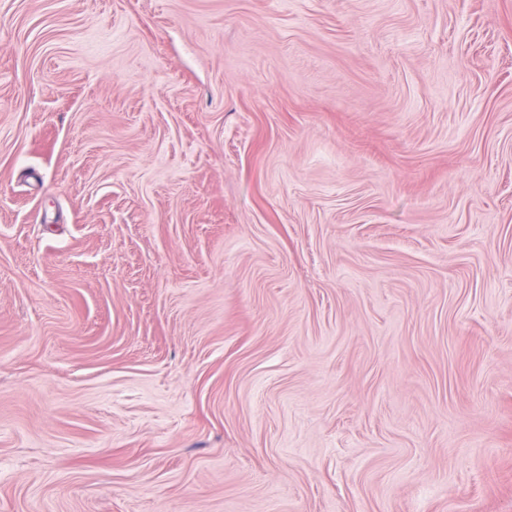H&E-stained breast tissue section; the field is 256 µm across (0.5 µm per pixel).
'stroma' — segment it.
Returning <instances> with one entry per match:
<instances>
[{
	"mask_svg": "<svg viewBox=\"0 0 512 512\" xmlns=\"http://www.w3.org/2000/svg\"><path fill=\"white\" fill-rule=\"evenodd\" d=\"M0 512H512V0H0Z\"/></svg>",
	"mask_w": 512,
	"mask_h": 512,
	"instance_id": "obj_1",
	"label": "stroma"
}]
</instances>
